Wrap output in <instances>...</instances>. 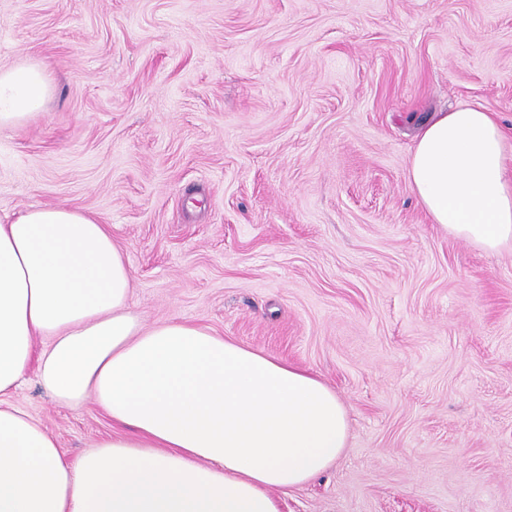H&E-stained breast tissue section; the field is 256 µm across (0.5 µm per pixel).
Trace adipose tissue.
<instances>
[{"mask_svg": "<svg viewBox=\"0 0 512 512\" xmlns=\"http://www.w3.org/2000/svg\"><path fill=\"white\" fill-rule=\"evenodd\" d=\"M45 69H0V130L39 115ZM493 113H439L408 186L431 223L512 247V179ZM60 405L94 401L122 432L67 460L13 393L28 373ZM348 416L316 373L188 322L144 324L108 225L32 206L0 224V512H280L273 493L321 477Z\"/></svg>", "mask_w": 512, "mask_h": 512, "instance_id": "ef3b65f1", "label": "adipose tissue"}]
</instances>
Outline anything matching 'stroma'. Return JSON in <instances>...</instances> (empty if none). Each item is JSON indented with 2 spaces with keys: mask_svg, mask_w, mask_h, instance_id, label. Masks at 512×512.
I'll return each mask as SVG.
<instances>
[{
  "mask_svg": "<svg viewBox=\"0 0 512 512\" xmlns=\"http://www.w3.org/2000/svg\"><path fill=\"white\" fill-rule=\"evenodd\" d=\"M43 114L0 131V221L79 209L146 324L207 326L319 374L347 446L280 512H512V249L448 235L407 184L420 121L512 144V0H0V67ZM69 458L113 431L28 374Z\"/></svg>",
  "mask_w": 512,
  "mask_h": 512,
  "instance_id": "stroma-1",
  "label": "stroma"
}]
</instances>
